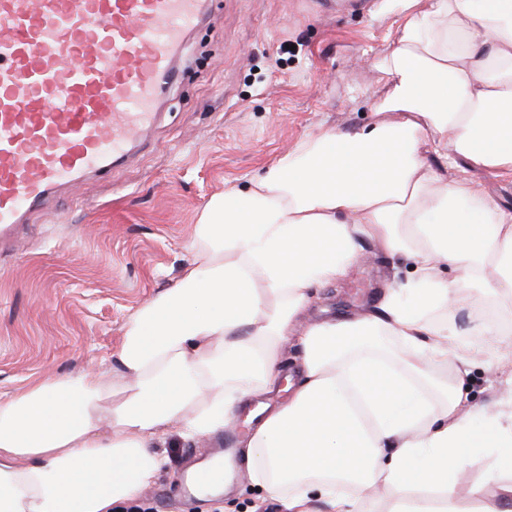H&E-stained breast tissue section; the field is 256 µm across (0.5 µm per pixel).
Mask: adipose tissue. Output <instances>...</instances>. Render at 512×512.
Listing matches in <instances>:
<instances>
[{"label": "adipose tissue", "instance_id": "ef3b65f1", "mask_svg": "<svg viewBox=\"0 0 512 512\" xmlns=\"http://www.w3.org/2000/svg\"><path fill=\"white\" fill-rule=\"evenodd\" d=\"M394 46L373 61L380 121L301 139L204 208L177 285L129 318L111 374L94 368L0 399V512H120L162 470L171 437L223 432L282 512H464L449 474L470 437L512 447V389L472 432L463 378L479 340L452 315L512 301V209L479 168L512 177V0H392ZM464 160L443 176L432 159ZM409 262L365 314L307 322L315 289L363 261ZM303 352L285 370L284 339ZM289 380L288 397L263 398ZM429 456L423 473L411 464Z\"/></svg>", "mask_w": 512, "mask_h": 512}]
</instances>
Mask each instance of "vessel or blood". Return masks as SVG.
Returning <instances> with one entry per match:
<instances>
[{"mask_svg": "<svg viewBox=\"0 0 512 512\" xmlns=\"http://www.w3.org/2000/svg\"><path fill=\"white\" fill-rule=\"evenodd\" d=\"M206 0H0V231L154 123Z\"/></svg>", "mask_w": 512, "mask_h": 512, "instance_id": "b4317fda", "label": "vessel or blood"}]
</instances>
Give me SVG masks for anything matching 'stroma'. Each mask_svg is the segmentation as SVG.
<instances>
[{"label": "stroma", "mask_w": 512, "mask_h": 512, "mask_svg": "<svg viewBox=\"0 0 512 512\" xmlns=\"http://www.w3.org/2000/svg\"><path fill=\"white\" fill-rule=\"evenodd\" d=\"M388 0H210L188 36L154 131L112 173L53 197L0 247V397L93 364L116 368L129 316L174 287L213 196L257 176L302 138L376 119L370 68L397 35ZM326 289L307 319L374 309L410 266L378 255ZM512 382L486 340L463 390L492 404ZM200 436L166 444L168 463L125 512H252L258 491L238 470L229 493L199 498L186 474L199 449L236 447Z\"/></svg>", "instance_id": "obj_1"}]
</instances>
